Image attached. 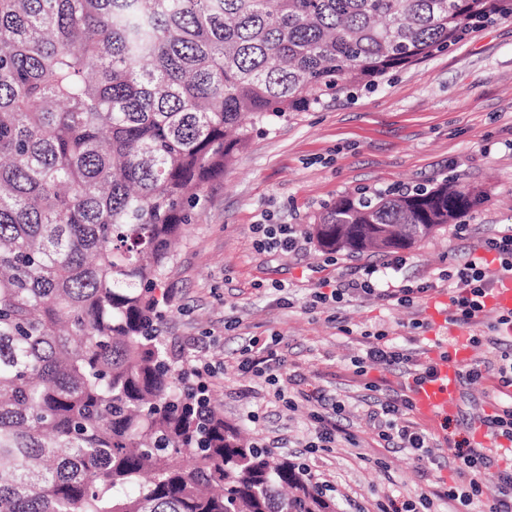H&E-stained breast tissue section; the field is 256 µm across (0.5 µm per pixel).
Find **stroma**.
Returning a JSON list of instances; mask_svg holds the SVG:
<instances>
[{
  "instance_id": "1",
  "label": "stroma",
  "mask_w": 512,
  "mask_h": 512,
  "mask_svg": "<svg viewBox=\"0 0 512 512\" xmlns=\"http://www.w3.org/2000/svg\"><path fill=\"white\" fill-rule=\"evenodd\" d=\"M455 176L487 201L465 216L468 239L454 225L405 249L401 277L438 280L502 225H512V18L488 24L450 50L390 73L378 86L329 101L308 112H290L254 133L208 183L191 208L168 265V308L163 325L177 367L191 360L212 364L210 395L226 422L258 444L300 461L308 437L310 403L301 391L321 386L350 407L356 443L318 452L309 466L336 486L340 512L360 503L381 512L389 499L416 496L426 482L454 485L453 445L476 440V428L421 413L413 419L438 440L444 465L420 477L412 457L377 447L366 419L365 390L351 360L365 345L364 332L383 333L414 363L435 357L433 340L451 335L481 337L470 360L490 357L495 313L463 330L448 322L446 292L413 307L360 298L339 308L307 309L312 292L336 283L359 264L384 265L388 254H337L327 262L315 240L296 252L256 245L257 224H293L306 233L337 197L413 187ZM284 291H275V284ZM280 336L288 375L280 383L295 406L271 403L264 379L238 371L247 344Z\"/></svg>"
}]
</instances>
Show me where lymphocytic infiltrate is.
Instances as JSON below:
<instances>
[{
  "label": "lymphocytic infiltrate",
  "instance_id": "lymphocytic-infiltrate-1",
  "mask_svg": "<svg viewBox=\"0 0 512 512\" xmlns=\"http://www.w3.org/2000/svg\"><path fill=\"white\" fill-rule=\"evenodd\" d=\"M482 255L468 253L443 279L448 284V319L451 323L467 328L475 324L487 310V299L498 275L512 271V225H506L482 243ZM428 291L427 286L408 279L383 282L379 270L364 266L343 276L330 292H314L312 305L345 304L354 299L374 296L402 307L413 306ZM493 328L502 339V345L489 361L469 363L461 369V383L490 382L489 397L494 402L492 414L481 418L491 441L507 440L512 443V313L498 315ZM280 337H272L270 344L244 347L237 360L239 371L250 373L275 385V399L285 397L278 385V374L283 360L278 353ZM411 361L406 351L386 342H370L352 364L357 376L367 375L369 368L393 370L405 367ZM318 408L311 416L312 428L307 447L334 448L341 441H352L345 424L347 406L344 401L328 396L316 389L306 396ZM415 405L409 394L386 395L373 400L368 417L380 447L396 448L412 455L420 473H428L439 459L433 453L435 441L431 433L410 420ZM454 459L457 464L459 484L437 491L421 490L416 499L393 500L389 512H432L435 500L460 501L464 505L478 504V512H512V464L504 466L499 456L476 447L470 441L456 443ZM493 476L497 483L495 495L483 494V479Z\"/></svg>",
  "mask_w": 512,
  "mask_h": 512
}]
</instances>
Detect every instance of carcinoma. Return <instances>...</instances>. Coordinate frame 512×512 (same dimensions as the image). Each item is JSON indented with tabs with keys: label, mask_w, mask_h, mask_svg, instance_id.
I'll return each mask as SVG.
<instances>
[{
	"label": "carcinoma",
	"mask_w": 512,
	"mask_h": 512,
	"mask_svg": "<svg viewBox=\"0 0 512 512\" xmlns=\"http://www.w3.org/2000/svg\"><path fill=\"white\" fill-rule=\"evenodd\" d=\"M495 18L512 0H0V512H336L182 385L156 291L257 125ZM485 202L345 194L311 235L388 253Z\"/></svg>",
	"instance_id": "cac0c4a2"
}]
</instances>
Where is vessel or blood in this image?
<instances>
[{
    "mask_svg": "<svg viewBox=\"0 0 512 512\" xmlns=\"http://www.w3.org/2000/svg\"><path fill=\"white\" fill-rule=\"evenodd\" d=\"M489 305L498 312H512V276L503 279L494 289ZM468 358L461 339L445 343L438 356V371L433 380L417 387L414 398L424 411L447 417L454 412L459 393V370Z\"/></svg>",
    "mask_w": 512,
    "mask_h": 512,
    "instance_id": "vessel-or-blood-1",
    "label": "vessel or blood"
}]
</instances>
